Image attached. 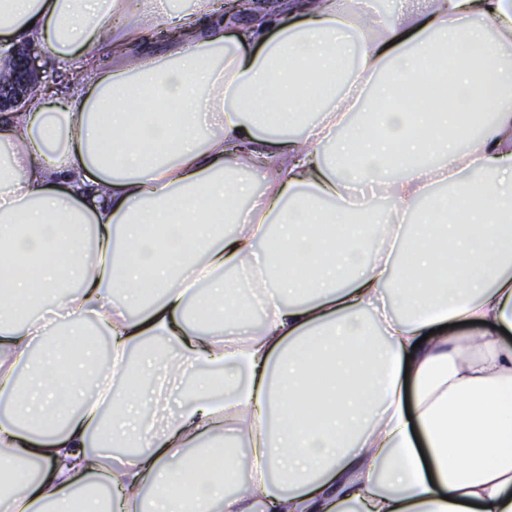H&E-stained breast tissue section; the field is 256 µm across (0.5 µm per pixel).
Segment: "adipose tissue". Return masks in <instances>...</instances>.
I'll return each mask as SVG.
<instances>
[{
  "label": "adipose tissue",
  "instance_id": "obj_1",
  "mask_svg": "<svg viewBox=\"0 0 512 512\" xmlns=\"http://www.w3.org/2000/svg\"><path fill=\"white\" fill-rule=\"evenodd\" d=\"M396 2L0 0L68 76L0 113V512H512V0Z\"/></svg>",
  "mask_w": 512,
  "mask_h": 512
}]
</instances>
